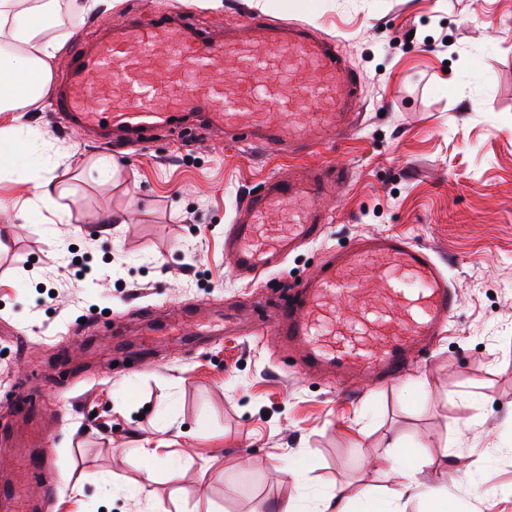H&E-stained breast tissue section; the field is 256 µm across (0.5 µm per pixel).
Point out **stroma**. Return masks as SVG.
Here are the masks:
<instances>
[{"mask_svg":"<svg viewBox=\"0 0 512 512\" xmlns=\"http://www.w3.org/2000/svg\"><path fill=\"white\" fill-rule=\"evenodd\" d=\"M61 0L52 81L75 39L176 14L223 39L242 19L311 23L362 78L364 119L285 155L195 125L144 131L121 150L66 126L52 99L1 142L0 396L23 369L37 418L0 415V477L48 440L55 512H314L326 495L364 512H424L396 500L383 456L400 437L417 479L447 487L456 512H512V0ZM347 170L322 199L320 239L252 285L235 277L224 229L239 204L289 167ZM60 180L54 204L38 184ZM400 233L446 263L461 306L397 381L339 392L255 328L322 262L359 236ZM90 255L97 279L77 261ZM190 310L193 335L150 332ZM241 327L224 333L225 313ZM165 439L153 462L142 444ZM301 469L293 482L284 467ZM179 478H171V469Z\"/></svg>","mask_w":512,"mask_h":512,"instance_id":"stroma-1","label":"stroma"}]
</instances>
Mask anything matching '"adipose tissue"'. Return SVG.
I'll use <instances>...</instances> for the list:
<instances>
[{
	"label": "adipose tissue",
	"instance_id": "obj_1",
	"mask_svg": "<svg viewBox=\"0 0 512 512\" xmlns=\"http://www.w3.org/2000/svg\"><path fill=\"white\" fill-rule=\"evenodd\" d=\"M19 0H0V47L13 48L9 58L0 57V113L23 112L47 96L52 77L56 43L38 39L31 23L47 13L54 0H36L29 8ZM389 471L397 476V495L422 497L433 512H450L447 490L427 488L418 483L416 469L405 454L388 453Z\"/></svg>",
	"mask_w": 512,
	"mask_h": 512
}]
</instances>
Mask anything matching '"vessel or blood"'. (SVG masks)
<instances>
[{
  "instance_id": "obj_1",
  "label": "vessel or blood",
  "mask_w": 512,
  "mask_h": 512,
  "mask_svg": "<svg viewBox=\"0 0 512 512\" xmlns=\"http://www.w3.org/2000/svg\"><path fill=\"white\" fill-rule=\"evenodd\" d=\"M228 55L239 63L229 84L223 81ZM161 71L166 81L157 80ZM361 86L359 73L335 43L307 24L248 18L217 42L197 25L158 16L147 23L133 19L94 48L72 51L70 74L56 103L71 124L88 131L134 136L191 114L234 133L240 143L296 153L313 141L294 115L308 113L319 131L354 132L362 124L354 110ZM270 100L283 114L275 123L262 121L258 110ZM345 177L341 170L310 167L288 179H268L262 192L248 195L241 204L244 219L224 233V251L238 277L256 282L292 251L318 240L327 222L320 200L329 180ZM295 208L300 214L294 223L263 227L270 211ZM360 267L381 280L387 306L365 300L355 275ZM336 298L358 307L359 315L339 322L340 339L331 343L323 320L326 301ZM460 304L443 264L427 249L401 234H367L346 249L329 251L268 325L286 342L303 343L307 367L331 370L342 382L388 383L411 366V344H430ZM29 472L43 493L28 512H52L57 482L49 449L33 457Z\"/></svg>"
}]
</instances>
